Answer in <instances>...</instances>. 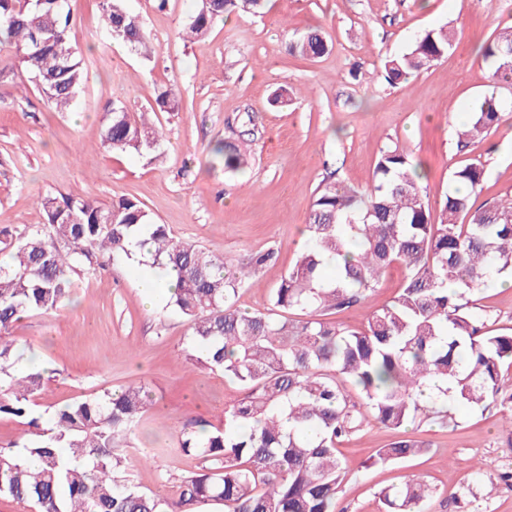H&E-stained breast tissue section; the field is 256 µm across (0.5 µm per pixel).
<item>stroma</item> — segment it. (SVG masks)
I'll return each mask as SVG.
<instances>
[{"instance_id":"35a3bbf8","label":"stroma","mask_w":512,"mask_h":512,"mask_svg":"<svg viewBox=\"0 0 512 512\" xmlns=\"http://www.w3.org/2000/svg\"><path fill=\"white\" fill-rule=\"evenodd\" d=\"M125 5L156 48L151 61L108 38L100 0H68L87 80L67 112L43 99L19 51L0 45V63L13 69L0 83V233L44 223L37 200L45 195L105 204L133 198L175 236L233 263L274 249L276 262L237 296V307L254 312L269 307L271 289L295 262L319 186L367 187L386 147L420 160L430 199L451 190L453 171L469 163L485 170L475 205L512 198V118L465 145L457 136L461 118H472L493 89L476 49L512 25V0H268L262 14H231L201 41L180 35L197 0ZM440 26L457 33V49L407 81L386 82L385 59ZM314 28L328 52H291L290 43ZM165 89L178 106L154 111ZM278 92L285 103H274ZM118 102L132 118L162 127L159 162L102 146L104 119ZM219 141L240 148V170L214 162L209 149ZM406 275L394 265L365 304L335 314V322L362 326L371 309L398 296ZM142 278L137 264L112 261L83 282L72 304L49 316L24 314L10 333L30 343L28 366L44 377L34 407L43 420L76 399L131 382L147 387L153 406L136 429L130 478L172 498L176 476L200 467L179 448L180 431L201 418L221 425L241 389L188 362L184 317L160 305L147 309ZM470 308L491 311L490 328L512 332V288L483 289ZM410 431L430 447L402 463H377L399 432L375 422L341 445L338 512H379V491L409 473L433 490L424 512H512V492L485 494L489 478L512 472V431L500 411L461 408L455 424L428 419Z\"/></svg>"}]
</instances>
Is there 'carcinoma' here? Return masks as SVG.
Instances as JSON below:
<instances>
[{
    "instance_id": "1",
    "label": "carcinoma",
    "mask_w": 512,
    "mask_h": 512,
    "mask_svg": "<svg viewBox=\"0 0 512 512\" xmlns=\"http://www.w3.org/2000/svg\"><path fill=\"white\" fill-rule=\"evenodd\" d=\"M65 2L0 0V42L15 43L20 62L60 112L84 84L82 50L70 39ZM262 8V0H200L185 35L203 39L224 15ZM102 10L111 39L151 59L149 38L125 0H102ZM456 45L448 27L427 30L408 52L385 60V78L396 84ZM290 49L319 57L327 43L314 31ZM483 58L495 83L512 85V27L498 29ZM505 108L498 94L484 97L460 135L484 133ZM161 139L121 104L102 131L108 149L149 164L162 155ZM212 152L227 169L241 164L236 147L218 142ZM483 177L478 164L457 169L454 188L432 203L419 164L395 146L381 152L364 192L323 183L308 216L311 245L271 290L270 307L254 313L240 311L235 298L251 274L275 260L274 251L253 254L232 269L225 258L152 223L138 200L101 205L88 197H42L46 222L4 242L10 261L0 263V417L34 429L32 438L0 448V498L31 503L35 512H191L200 503L224 512H336L339 445L372 420L400 429L430 416L452 423L457 406L498 407L512 426V393L502 396L512 333L487 328L492 314L468 311L470 296L491 277L512 271V200L473 207L471 192ZM462 215L468 223H459ZM134 244L154 268L177 277L166 307L188 322L189 360L223 373L243 391L224 409L221 426L203 421L182 432L181 450L202 466L178 478L174 499L127 478V446L152 405L145 386L67 403L43 429L32 411L43 376L24 367L25 344L10 336L21 315L58 311L82 279L110 259L130 257ZM337 257L343 265L323 282L325 260ZM395 263L408 271L401 293L373 309L362 328L324 320L331 311L364 303ZM450 282L459 286L453 294ZM436 376L451 387L424 403L422 389ZM428 448L405 437L382 449L379 461L397 462ZM431 495L426 480L411 474L380 491L379 501L382 512H422Z\"/></svg>"
}]
</instances>
